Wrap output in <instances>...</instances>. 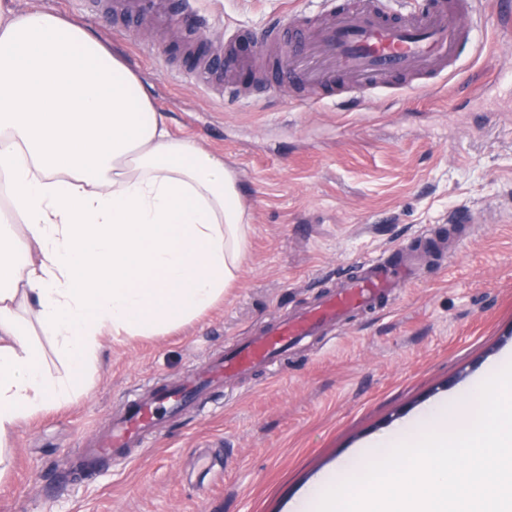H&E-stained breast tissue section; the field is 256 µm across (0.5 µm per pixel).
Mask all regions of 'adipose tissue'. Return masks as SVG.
I'll list each match as a JSON object with an SVG mask.
<instances>
[{"label":"adipose tissue","instance_id":"obj_1","mask_svg":"<svg viewBox=\"0 0 512 512\" xmlns=\"http://www.w3.org/2000/svg\"><path fill=\"white\" fill-rule=\"evenodd\" d=\"M0 186L1 443L82 391L105 334H164L223 300L248 216L223 157L173 136L136 72L41 9H0Z\"/></svg>","mask_w":512,"mask_h":512}]
</instances>
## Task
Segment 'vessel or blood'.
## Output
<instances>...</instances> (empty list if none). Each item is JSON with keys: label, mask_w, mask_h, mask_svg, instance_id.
Wrapping results in <instances>:
<instances>
[{"label": "vessel or blood", "mask_w": 512, "mask_h": 512, "mask_svg": "<svg viewBox=\"0 0 512 512\" xmlns=\"http://www.w3.org/2000/svg\"><path fill=\"white\" fill-rule=\"evenodd\" d=\"M319 18L276 23L251 41L257 47L288 42V65L273 80L297 92V100L313 109L312 89H348L355 102L370 103L372 91L396 82L414 85L427 79L439 89L462 55L471 50L477 21L467 0H325ZM264 88H220L225 103H254ZM414 262L404 247L389 248L379 259L358 262L339 288L300 311H284L269 325L221 352L206 354L183 375L156 380L130 395L109 426L83 449L86 465L128 458L132 449L158 437L165 419L211 391L241 376L281 365L290 350L323 335L343 317L373 308L390 288L404 280Z\"/></svg>", "instance_id": "1"}]
</instances>
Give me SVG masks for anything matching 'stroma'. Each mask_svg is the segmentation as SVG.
Instances as JSON below:
<instances>
[{"label": "stroma", "instance_id": "1", "mask_svg": "<svg viewBox=\"0 0 512 512\" xmlns=\"http://www.w3.org/2000/svg\"><path fill=\"white\" fill-rule=\"evenodd\" d=\"M96 33L147 81L171 133L222 154L249 215L238 281L222 303L160 336L102 337L82 393L0 445V512H290L336 461L425 405L464 388L512 349V30L477 0L480 50L443 92L380 93L371 108L318 111L273 93L249 107L195 78L199 37L258 31L311 0H198L197 12L128 21L97 0H7ZM436 241L385 304L316 337L286 375L260 372L213 393L203 415L88 471L73 453L138 387L173 379L253 335L277 310L331 292L345 267L395 244Z\"/></svg>", "mask_w": 512, "mask_h": 512}]
</instances>
